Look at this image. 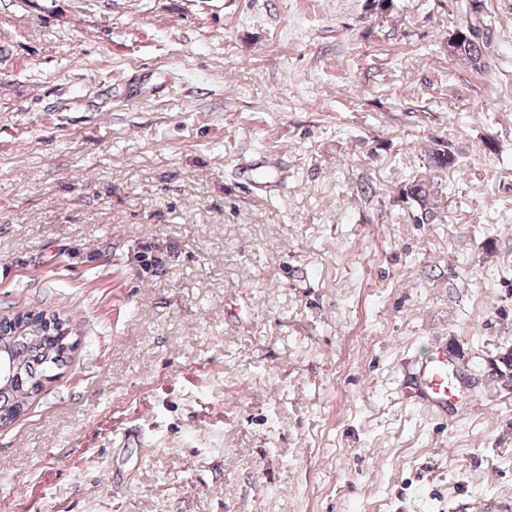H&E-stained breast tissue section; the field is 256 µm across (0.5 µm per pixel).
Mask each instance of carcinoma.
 I'll return each instance as SVG.
<instances>
[{
	"instance_id": "carcinoma-1",
	"label": "carcinoma",
	"mask_w": 512,
	"mask_h": 512,
	"mask_svg": "<svg viewBox=\"0 0 512 512\" xmlns=\"http://www.w3.org/2000/svg\"><path fill=\"white\" fill-rule=\"evenodd\" d=\"M470 39L462 40L450 57L463 60L475 69H488L491 61V29L483 22L467 23ZM459 152L452 141L435 138L423 155L426 170L442 172L459 164ZM401 195L410 203L408 221L435 224L441 218L439 206L431 195L424 175L408 178L400 185ZM0 348L20 370V378L0 385V425L5 426L25 411L30 400L46 388L43 383L62 369L74 348L69 320L44 310L18 311L0 316Z\"/></svg>"
}]
</instances>
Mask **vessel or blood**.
Here are the masks:
<instances>
[{
  "instance_id": "b4317fda",
  "label": "vessel or blood",
  "mask_w": 512,
  "mask_h": 512,
  "mask_svg": "<svg viewBox=\"0 0 512 512\" xmlns=\"http://www.w3.org/2000/svg\"><path fill=\"white\" fill-rule=\"evenodd\" d=\"M452 358V350L447 345H440L421 363L407 384L411 402L441 419L455 407L462 391L461 378L448 374Z\"/></svg>"
}]
</instances>
